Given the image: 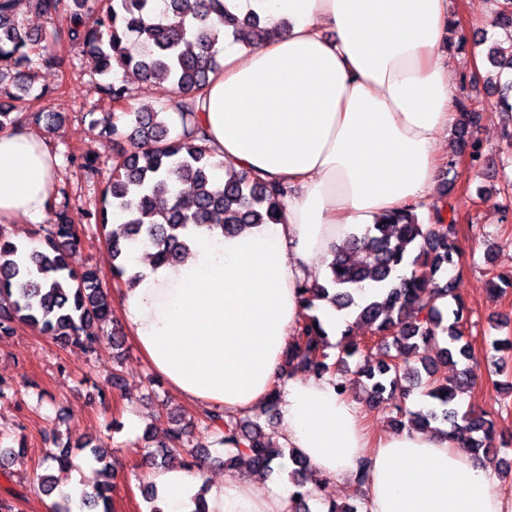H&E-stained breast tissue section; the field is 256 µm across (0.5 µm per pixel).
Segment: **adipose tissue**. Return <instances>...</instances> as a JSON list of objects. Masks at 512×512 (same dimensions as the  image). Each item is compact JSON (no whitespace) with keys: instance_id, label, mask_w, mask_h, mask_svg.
I'll return each instance as SVG.
<instances>
[{"instance_id":"1","label":"adipose tissue","mask_w":512,"mask_h":512,"mask_svg":"<svg viewBox=\"0 0 512 512\" xmlns=\"http://www.w3.org/2000/svg\"><path fill=\"white\" fill-rule=\"evenodd\" d=\"M286 31L247 51L218 44L222 67L195 99L215 161L284 184L276 224L232 236L188 232L180 264L126 265L115 302L144 361L196 410L262 408L280 387V435L314 474L366 475L369 512H512L496 473L426 431L372 433L328 378H282L303 310L300 283L323 282L336 247L383 215L424 200L438 143L456 119L451 0H241ZM57 158L28 128L0 131V224L48 218ZM163 512H289L288 488L205 469L152 471Z\"/></svg>"}]
</instances>
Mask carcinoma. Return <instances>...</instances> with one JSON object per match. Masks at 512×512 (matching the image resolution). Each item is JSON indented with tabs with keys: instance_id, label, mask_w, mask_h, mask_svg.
I'll list each match as a JSON object with an SVG mask.
<instances>
[{
	"instance_id": "carcinoma-1",
	"label": "carcinoma",
	"mask_w": 512,
	"mask_h": 512,
	"mask_svg": "<svg viewBox=\"0 0 512 512\" xmlns=\"http://www.w3.org/2000/svg\"><path fill=\"white\" fill-rule=\"evenodd\" d=\"M494 2V22L506 38L489 47L487 60L500 74L505 69L512 71V0ZM28 6L48 19L66 18L68 40L94 51L97 70L90 79V90L97 96V106L112 107L102 112L99 123L112 135L113 144L130 137L141 145L139 152L116 151L100 204L89 214L101 233L114 216L126 224V240L105 237L116 285L124 283L131 244L144 242L155 249V262L172 264L185 258L189 250L186 230L192 225L231 234L248 224L278 223L276 214L288 194L284 185L229 172L223 187L215 186L214 173L222 163L212 160L205 145L206 133L196 120L195 101L177 105L173 116L164 107L137 108L131 104L126 84L117 78L118 72L131 70L145 81L199 91L208 84L209 74L221 69L212 51L219 36L259 46L274 37L276 29L253 12L239 13L232 0H95L90 9L87 0H28ZM16 7L17 0H0V130L30 121L55 130L58 113L31 116L21 106L24 95L34 89V69L13 73L9 62L27 64L34 55L51 64L46 50L59 39L60 31L28 34L18 21ZM189 13L201 24L186 27ZM213 16L215 25L208 23ZM131 35L141 43L135 56L126 51ZM457 111L458 154L479 167L486 155L474 136L478 115L466 98L457 99ZM175 178L191 183V206L175 198ZM456 222L446 204L419 203L369 225L361 235H349L330 265L326 284L298 288L304 313L283 354L282 372L300 368L328 375L336 379L343 395L350 396L362 387L367 402L392 404L398 428L454 436L472 449L474 457L494 461L493 421L474 409L462 412L457 403L472 385L468 370H459L450 378L438 375L439 365L474 356L461 328L463 302L448 276V270L461 267ZM83 233L64 209L54 212L50 223L39 226L34 245H23L0 231V341L14 335L17 327L32 325L56 341L88 351L100 342L101 336L86 332L85 326L91 321L112 325L109 286L95 269L78 270L68 263L69 251L81 243ZM367 281L376 283L378 291L369 301L359 303L353 289ZM319 300L353 309L354 324L365 325L375 338L374 345L384 348L388 358L376 368L359 363L351 367L350 360L366 356L368 346L352 337L350 327L335 344L328 343L314 313ZM495 351L500 353L498 372L509 374L512 339L499 340ZM415 389L430 399L421 413L410 411L405 404ZM258 419L257 414L226 418L218 410L197 416L214 443L224 448V462L245 455L252 470L269 476L272 461L283 457L284 451ZM190 434L191 424L175 418L157 447L183 450L195 458L199 468L208 457ZM52 444L60 450L47 459L58 473L39 477L45 495H58L51 512H112V481L124 477L123 460L109 455L99 443L79 440L61 446L54 438ZM75 450L87 452L99 464L100 475L92 491L84 490L78 496L61 489L62 473L72 468ZM289 457L293 465L289 472L291 508L306 512V500L314 495L309 487L313 483L309 464L292 449Z\"/></svg>"
}]
</instances>
